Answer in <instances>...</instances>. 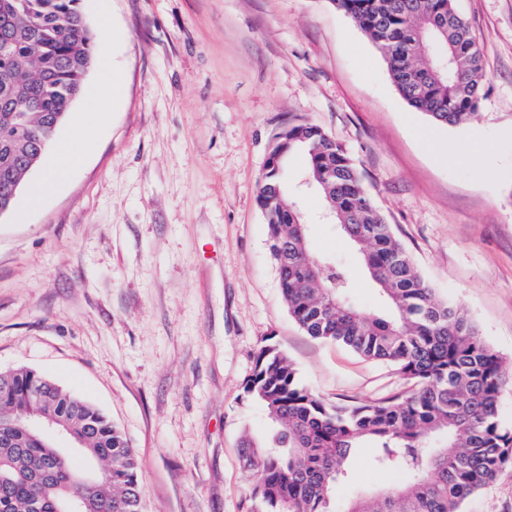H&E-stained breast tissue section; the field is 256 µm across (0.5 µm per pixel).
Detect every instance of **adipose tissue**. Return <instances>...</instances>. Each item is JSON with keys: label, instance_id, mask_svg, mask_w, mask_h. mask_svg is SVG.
Listing matches in <instances>:
<instances>
[{"label": "adipose tissue", "instance_id": "1", "mask_svg": "<svg viewBox=\"0 0 512 512\" xmlns=\"http://www.w3.org/2000/svg\"><path fill=\"white\" fill-rule=\"evenodd\" d=\"M113 80L111 68L103 67L100 83L86 93L85 113L73 124L69 137L58 145L46 176L33 186L32 201H39L44 195L52 192L58 184L59 175L64 170L82 163L84 159L82 142L88 139L93 126L103 124L109 117L108 108L112 100Z\"/></svg>", "mask_w": 512, "mask_h": 512}]
</instances>
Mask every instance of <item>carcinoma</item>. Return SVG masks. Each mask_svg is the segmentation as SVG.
I'll list each match as a JSON object with an SVG mask.
<instances>
[{
	"instance_id": "obj_1",
	"label": "carcinoma",
	"mask_w": 512,
	"mask_h": 512,
	"mask_svg": "<svg viewBox=\"0 0 512 512\" xmlns=\"http://www.w3.org/2000/svg\"><path fill=\"white\" fill-rule=\"evenodd\" d=\"M383 54L400 96L443 125L476 115L483 66L476 36L454 0H332ZM95 40L80 0H0V211L14 205L5 167L42 162L85 89ZM306 156L305 177L329 223L361 251L388 313L350 300L351 281L311 255L308 229L286 199L285 161ZM268 226L283 301L294 322L323 342L394 366L412 389L356 404L325 403L269 345L254 356L245 393L267 413L269 434L243 433L255 512H335L360 444L371 465L404 476L379 495L361 493L346 512H462L471 495L512 466V427L500 417L505 369L460 307L435 299L391 225L375 209L353 159L320 127H288L275 138L256 195ZM42 396H30L34 386ZM33 412L60 420L72 448L27 427ZM142 512L136 455L93 404L35 369L0 372V512Z\"/></svg>"
}]
</instances>
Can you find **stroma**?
I'll return each mask as SVG.
<instances>
[{"label":"stroma","mask_w":512,"mask_h":512,"mask_svg":"<svg viewBox=\"0 0 512 512\" xmlns=\"http://www.w3.org/2000/svg\"><path fill=\"white\" fill-rule=\"evenodd\" d=\"M484 64L479 113L438 126L408 106L377 47L332 0H82L115 75L82 164L0 215V371L29 367L107 414L134 448L145 512H253L244 392L274 345L329 403L409 391L392 366L316 341L289 316L255 203L282 128L309 122L353 158L375 206L435 289L512 375V0H456ZM494 141L474 153L472 131ZM434 135L425 145L421 132ZM286 166L314 256L383 312L361 257ZM358 449L351 496L399 482ZM463 512H512V467Z\"/></svg>","instance_id":"1"}]
</instances>
